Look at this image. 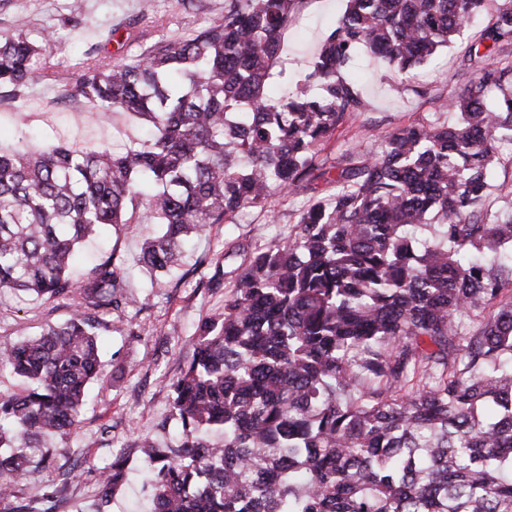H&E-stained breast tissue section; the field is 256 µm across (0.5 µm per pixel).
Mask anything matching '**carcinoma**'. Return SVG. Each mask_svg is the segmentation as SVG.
<instances>
[{
  "instance_id": "carcinoma-1",
  "label": "carcinoma",
  "mask_w": 512,
  "mask_h": 512,
  "mask_svg": "<svg viewBox=\"0 0 512 512\" xmlns=\"http://www.w3.org/2000/svg\"><path fill=\"white\" fill-rule=\"evenodd\" d=\"M484 2L346 0L278 100L266 87L288 76L282 35L301 0H224L192 36L130 62L89 52L71 77L43 52L52 35L0 36V101L54 81L151 131L125 152L0 148V289L74 300L64 325L0 343V366L27 383L0 393V512H31L9 506L14 485L40 477L42 438L79 421L101 374L96 315L136 301L112 255L74 282L76 249L158 224L139 261L168 272L191 234L316 176L334 192L235 269L224 313L193 338L173 383L178 444L144 451L152 512H512V214L486 205L512 139V0L459 63L454 121L389 133L335 176L314 151L366 109L345 76L355 55L403 84ZM128 471L112 460L102 502Z\"/></svg>"
}]
</instances>
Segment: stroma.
<instances>
[{"mask_svg": "<svg viewBox=\"0 0 512 512\" xmlns=\"http://www.w3.org/2000/svg\"><path fill=\"white\" fill-rule=\"evenodd\" d=\"M344 0H302L282 39V59L288 76L272 78L269 92L278 97L295 90L303 62L312 60L335 28ZM224 0H152L149 15H141L140 0H0V36L18 31L32 39L56 34L51 52L61 68L75 69L86 52L101 46L104 55L126 61L154 43L187 37L212 17L222 14ZM495 5L454 35L410 85L394 83L385 64L359 53L350 68L367 108L348 116L331 139L317 148V159L341 164L345 155L378 149L383 137L398 129L447 120L440 100L455 95L458 63L483 29L491 25ZM113 30L110 43L98 34ZM139 138L143 132L124 114L112 124L64 98L60 87L38 84L17 101L0 102V146L38 149L65 140L90 147L112 138L115 131ZM499 163L489 176L491 210L512 212V146L501 145ZM329 186L315 180L294 190L276 192L268 208L240 209L226 224H212L188 247L179 267L156 277L142 272L139 256L144 239L155 234L153 224H126L85 243L73 266L75 277L109 255H117L140 296L122 312L99 318L103 376L93 385L92 401L80 421L65 436L44 441L55 467L45 469L38 483L18 481V503L39 506L46 485H62L63 512H150V489L142 471L146 446L175 445L180 424L172 409V384L192 356L197 326L219 313L233 286L235 269L249 261L271 240L288 236L309 200L328 194ZM69 299L41 301L0 293V341L38 334L48 324L59 325L71 315ZM128 459L130 470L122 490L100 504V475L115 456ZM80 463L82 472L63 483L60 468Z\"/></svg>", "mask_w": 512, "mask_h": 512, "instance_id": "stroma-1", "label": "stroma"}]
</instances>
